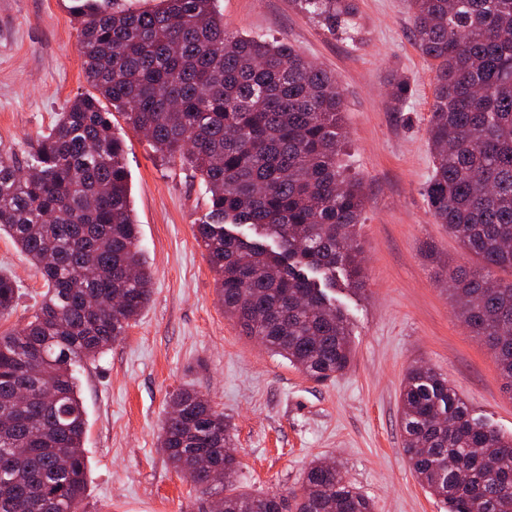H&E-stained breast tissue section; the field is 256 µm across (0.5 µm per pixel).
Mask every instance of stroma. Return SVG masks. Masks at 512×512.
I'll return each instance as SVG.
<instances>
[{
	"label": "stroma",
	"instance_id": "35a3bbf8",
	"mask_svg": "<svg viewBox=\"0 0 512 512\" xmlns=\"http://www.w3.org/2000/svg\"><path fill=\"white\" fill-rule=\"evenodd\" d=\"M233 31L287 41L336 74L345 103L341 162L363 186L361 287L339 281L350 333L344 374L315 380L245 336L224 314L195 233L208 195L192 170L163 161L120 116L131 206L151 266V299L122 339L81 368L89 477L85 512H196L197 493L157 446L171 393L193 388L228 418L241 467L238 490L301 492L317 459L338 464L374 512H448L418 482L404 450L401 383L433 368L472 413L512 434V390L487 345L460 319L444 267L480 262L438 224L424 196L433 168L427 125L432 72L414 46L407 0H359L354 38L334 36L292 0H218ZM71 0H0V141L25 153L69 100L88 88ZM410 85L392 111V76ZM441 257L433 262L428 248ZM0 271L19 287L0 332L26 322L43 280L0 235Z\"/></svg>",
	"mask_w": 512,
	"mask_h": 512
}]
</instances>
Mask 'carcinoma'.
<instances>
[{
  "instance_id": "carcinoma-1",
  "label": "carcinoma",
  "mask_w": 512,
  "mask_h": 512,
  "mask_svg": "<svg viewBox=\"0 0 512 512\" xmlns=\"http://www.w3.org/2000/svg\"><path fill=\"white\" fill-rule=\"evenodd\" d=\"M90 90L70 101L25 162L0 143V233L44 281L22 327L0 333V512H80L88 482L85 409L74 368L96 362L149 302L152 276L130 207L112 110L160 156L204 182L196 225L224 314L314 379L351 364L346 320L328 291L363 284L356 239L364 197L345 173L336 75L293 44L232 32L215 0H73ZM331 34L357 26L358 0H292ZM414 43L432 62L424 195L437 223L487 273L451 269L461 319L512 384V0H409ZM390 83L395 111L407 99ZM248 224V240L226 228ZM273 241L270 247L267 241ZM17 282L0 273V318ZM49 377L53 389L41 387ZM158 448L176 470L199 459L198 512H373L333 464L313 462L299 494L228 490L240 461L230 423L195 389L169 396ZM405 452L449 512H512V435L474 417L448 380L414 366L401 391Z\"/></svg>"
}]
</instances>
